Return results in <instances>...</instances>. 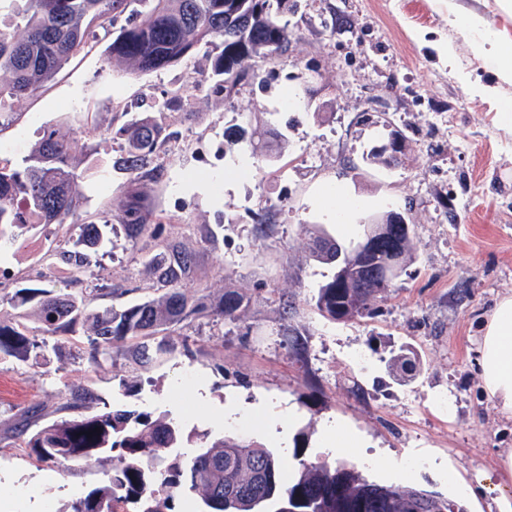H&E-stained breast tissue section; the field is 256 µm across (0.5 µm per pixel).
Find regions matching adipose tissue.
<instances>
[{"label": "adipose tissue", "instance_id": "1", "mask_svg": "<svg viewBox=\"0 0 512 512\" xmlns=\"http://www.w3.org/2000/svg\"><path fill=\"white\" fill-rule=\"evenodd\" d=\"M479 364L486 391L512 411V294L498 301L486 321Z\"/></svg>", "mask_w": 512, "mask_h": 512}]
</instances>
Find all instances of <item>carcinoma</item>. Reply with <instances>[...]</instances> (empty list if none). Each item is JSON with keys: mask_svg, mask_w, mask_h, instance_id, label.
Masks as SVG:
<instances>
[{"mask_svg": "<svg viewBox=\"0 0 512 512\" xmlns=\"http://www.w3.org/2000/svg\"><path fill=\"white\" fill-rule=\"evenodd\" d=\"M142 0H28L18 15L21 24L0 27V127L12 121L16 106L50 82L71 59L96 49L97 29L115 27L119 34L106 49L108 59L126 64L132 73L158 71L195 54L201 44L215 52L208 59L207 83L198 85L206 95L230 106L239 87L260 79V66L274 54L288 52L297 35L283 17L293 0H154L146 12L132 8ZM181 90L166 93L153 114L132 116L117 131L122 140L117 169L129 184L155 182L164 168L166 145L176 139L164 122L165 113L177 112ZM266 139L273 151L280 135L257 125L225 134L224 151L237 148L256 136ZM93 150L55 129L43 131L21 163L0 159V246L16 242L35 224H65L81 216L85 197L81 189V158ZM128 236L138 238L148 225L162 217L131 203L113 217ZM79 243L83 252L60 251L69 266L68 280L59 285L20 288L10 298L16 310L0 318V359L27 362L43 355L48 339L87 326L90 359L97 364L112 358L125 343L140 340L135 361L148 364L154 352L146 339L199 313L191 300L192 258L178 246L159 243L167 257L154 266L159 281L168 287L162 296L121 310H90L85 296L72 286L94 276L91 253L103 243L109 227L106 217L81 223ZM362 240L374 242L369 253L356 246L336 247L337 240L317 233L311 240V257L334 266L333 277L318 289L315 308L334 320H348L374 310L414 260L416 245L411 227L400 224H365ZM243 296L224 289L215 315L234 323L239 319ZM33 310L40 326L27 324ZM390 367L415 372L418 364L405 350L390 352ZM92 437H87V432ZM203 445L190 457L180 452L192 439ZM208 434L185 432L164 414L135 415L122 409L78 415L44 426L25 438L21 446L37 458L60 464L74 461L113 460L104 479L74 499L68 512H173L175 501L193 494L205 512H468L456 499L424 489L379 484L357 469L326 460H298L291 478L283 472L279 454L257 442L228 435L209 446Z\"/></svg>", "mask_w": 512, "mask_h": 512, "instance_id": "1", "label": "carcinoma"}]
</instances>
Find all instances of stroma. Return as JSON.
I'll use <instances>...</instances> for the list:
<instances>
[{"label": "stroma", "mask_w": 512, "mask_h": 512, "mask_svg": "<svg viewBox=\"0 0 512 512\" xmlns=\"http://www.w3.org/2000/svg\"><path fill=\"white\" fill-rule=\"evenodd\" d=\"M452 13L473 28L449 24ZM288 23L300 41L264 63L262 84L244 85L233 107L194 87L207 47L191 61L132 74L100 46L67 63L0 130V157L15 162L46 128L89 141L87 213L112 216L136 197L166 216L154 235L132 240L119 229L97 250L90 308L161 296L151 266L165 257L160 238L192 255L194 298L213 307L228 288L244 297L237 323L193 316L159 333L171 351L145 368L134 367L126 347L92 365L82 325L39 361H1L0 480L22 490L10 512H67L102 480L104 464L43 463L16 445L19 422L34 432L71 418L67 402L86 391L81 414H166L214 441L225 434L224 407L251 409L238 434L287 453L290 469L296 448L303 459L332 460L319 439L335 421L360 441L343 464L369 480L452 498L453 470L472 488L468 512H499L501 495L512 497V486L477 480L512 448V413L485 392L477 364L484 320L512 293V131L496 108L497 99L512 100V81L491 82L473 49L489 30L512 40V13L499 0H295ZM472 80L494 83L495 95L473 94ZM174 89L186 97L168 120L178 148L157 181L129 186L112 167L122 109L154 111ZM253 116L281 134L278 149L256 160L246 150L225 154V131ZM391 127L406 138L404 163H371L368 153ZM328 184L357 202L351 230L319 208ZM389 211L402 213L414 236L406 275L375 313L322 317L312 298L334 269L310 257L311 232L347 245ZM260 214L266 223H257ZM77 235L67 224H39L0 248L1 317L13 315L17 289L65 279L67 265L51 251L75 250ZM400 347L419 359L417 375L388 368ZM197 380L207 400L196 399ZM267 403L292 414L286 434L266 430L259 408ZM402 459L415 466L394 475Z\"/></svg>", "instance_id": "1"}]
</instances>
